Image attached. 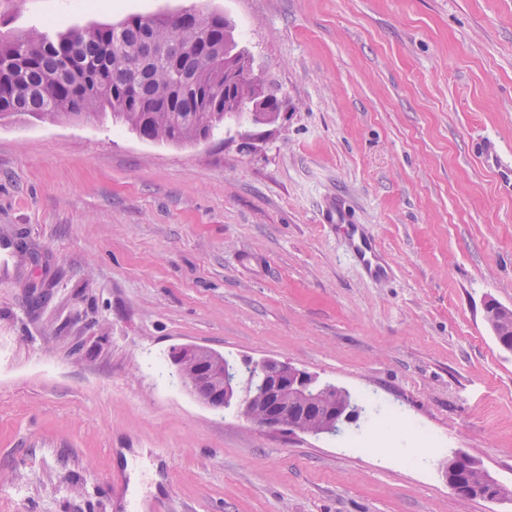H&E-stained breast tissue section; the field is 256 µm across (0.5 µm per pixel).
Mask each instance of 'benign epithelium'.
Instances as JSON below:
<instances>
[{"mask_svg": "<svg viewBox=\"0 0 512 512\" xmlns=\"http://www.w3.org/2000/svg\"><path fill=\"white\" fill-rule=\"evenodd\" d=\"M224 72L249 88L261 87L252 65L241 66L235 53L224 55ZM170 360L183 387L206 405L216 409L235 405L260 428L286 426L303 433H335L342 424L353 423L360 416V408L347 390L321 383L317 376L286 361L254 362L248 375L241 378L224 365L223 354L205 346L179 344L173 347ZM463 466L481 471V486L453 484L455 494L489 496L499 490L500 484L480 463L459 453L448 459L446 475Z\"/></svg>", "mask_w": 512, "mask_h": 512, "instance_id": "obj_1", "label": "benign epithelium"}]
</instances>
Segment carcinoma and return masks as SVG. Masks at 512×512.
Here are the masks:
<instances>
[{
  "instance_id": "1",
  "label": "carcinoma",
  "mask_w": 512,
  "mask_h": 512,
  "mask_svg": "<svg viewBox=\"0 0 512 512\" xmlns=\"http://www.w3.org/2000/svg\"><path fill=\"white\" fill-rule=\"evenodd\" d=\"M238 50L217 13L144 17L74 30L55 39L37 30L0 42V121L99 117L140 138L175 146L214 137L252 107L281 110L271 90L243 92L224 75V53ZM494 327L512 351V310Z\"/></svg>"
}]
</instances>
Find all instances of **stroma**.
I'll return each instance as SVG.
<instances>
[{
    "label": "stroma",
    "mask_w": 512,
    "mask_h": 512,
    "mask_svg": "<svg viewBox=\"0 0 512 512\" xmlns=\"http://www.w3.org/2000/svg\"><path fill=\"white\" fill-rule=\"evenodd\" d=\"M217 10L284 102L187 146L0 122V512H512V0H0V33ZM374 235V279L336 209ZM287 361L372 405L335 434L203 404L172 346ZM412 436L380 450L387 416ZM478 152L483 160L497 167L500 181L510 189L512 187V165L503 164L496 144L484 137L479 143ZM462 466H465L470 469H478L481 471L480 473V471L478 470H470L467 474L462 476L463 479L475 485H479L481 481V487L471 488L450 483L452 473L459 470ZM446 475L448 478L449 486L457 495H461L464 497L489 496L494 495L491 492L497 491L496 493L499 494L500 497L502 498L512 497V489H505L502 487L501 490L498 491L501 485L489 474L487 470L481 467L480 463L459 453H454L453 456L450 459H448L446 465ZM482 489H486V492L483 493Z\"/></svg>",
    "instance_id": "35a3bbf8"
}]
</instances>
